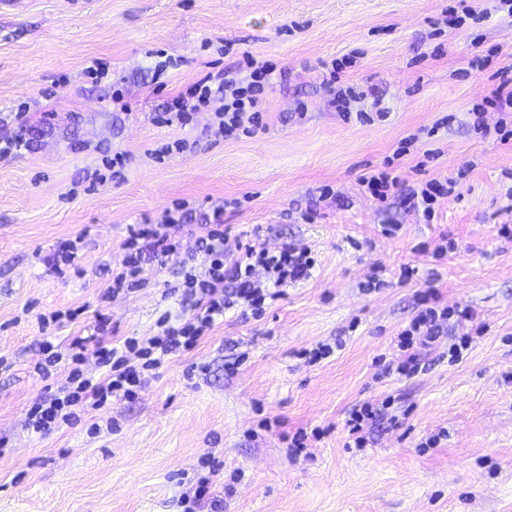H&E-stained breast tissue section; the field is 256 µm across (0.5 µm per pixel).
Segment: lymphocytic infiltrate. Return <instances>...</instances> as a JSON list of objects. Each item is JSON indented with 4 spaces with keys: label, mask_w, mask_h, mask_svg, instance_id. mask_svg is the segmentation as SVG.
<instances>
[{
    "label": "lymphocytic infiltrate",
    "mask_w": 512,
    "mask_h": 512,
    "mask_svg": "<svg viewBox=\"0 0 512 512\" xmlns=\"http://www.w3.org/2000/svg\"><path fill=\"white\" fill-rule=\"evenodd\" d=\"M246 65L248 74L241 79L224 78L216 82L207 76L197 80L179 93L165 112L156 115V122L183 124L205 107L217 131L254 134L262 126L261 95L274 67L252 58L247 59ZM209 221L214 225L213 230L199 237L196 251L183 260L186 271L181 286L195 304L192 315L180 328L162 329L160 334L145 340L129 337L119 347L98 341L89 347L80 346L75 352L56 349L51 341H43L42 350L47 358L37 365L38 373L48 374L51 366L65 360L74 363L75 369L69 386L51 394L31 411L28 426L32 432L43 434L70 423L87 409L104 407L112 398H133L142 389L147 371L159 367L166 356L194 346L223 318L226 309L239 304L260 309L265 295L253 280L256 271H263L272 287L280 289L308 276L314 266L309 249L291 245L271 250L254 243L245 245L236 254H225L224 236L217 230L224 222L223 210L213 209ZM176 229L177 220L173 217L162 224H143L132 229L123 258L112 271L113 290L143 286V249H150L158 264H165L179 249L174 237ZM422 303L423 310L400 336V347L407 352L405 359L387 365L386 373L404 376L418 373L420 351L432 349L443 340L448 343L451 360L462 359L468 350V336H446L444 324L451 318L457 324H464L470 318L469 313L462 310L454 315L448 309L438 308V297L432 292L425 293ZM91 356L104 367L103 376L82 371V364Z\"/></svg>",
    "instance_id": "1"
}]
</instances>
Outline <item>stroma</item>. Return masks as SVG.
I'll return each instance as SVG.
<instances>
[{
	"label": "stroma",
	"mask_w": 512,
	"mask_h": 512,
	"mask_svg": "<svg viewBox=\"0 0 512 512\" xmlns=\"http://www.w3.org/2000/svg\"><path fill=\"white\" fill-rule=\"evenodd\" d=\"M70 2L0 11V139L22 124L29 142L0 155V512H212L181 495L213 467L221 512H512V138L484 103L512 69V17L490 0H468L474 17L441 30L458 0ZM479 51L490 68L470 69ZM245 52L276 66L263 133L223 135L205 110L184 126L152 121L187 85L233 77ZM165 56L177 67L156 72ZM345 57L342 81L363 93L348 116L323 83ZM96 59L109 71L94 81ZM182 138L191 148L165 153ZM115 151L121 175L91 182ZM388 167L404 185L459 183L427 221L398 195L363 193L362 175ZM215 207L225 253L253 238L305 245L310 275L260 312L226 311L135 398L31 433L29 412L73 370L40 377L42 340L72 348L104 317L119 346L191 313L177 256L160 266L144 252L146 287L109 295L131 226L179 216L191 251ZM73 241L70 264L60 246ZM372 277L381 286L365 291ZM427 289L472 312L470 350L452 363L442 343L418 374L381 376ZM57 310L76 317L52 321ZM337 339L335 355L305 362ZM385 402L366 447H350V412Z\"/></svg>",
	"instance_id": "stroma-1"
}]
</instances>
